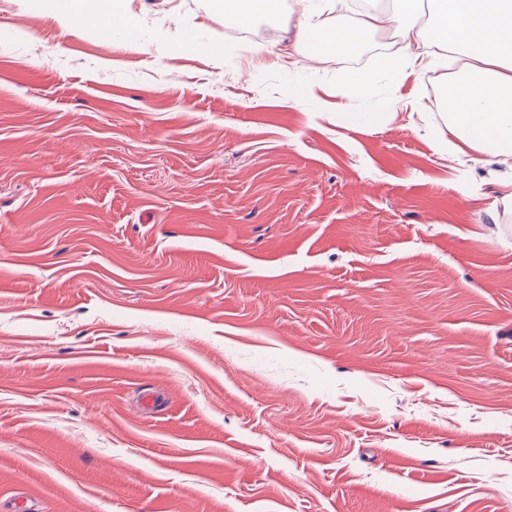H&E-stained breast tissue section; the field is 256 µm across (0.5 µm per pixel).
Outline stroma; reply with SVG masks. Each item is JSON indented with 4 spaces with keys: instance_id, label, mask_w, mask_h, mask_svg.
<instances>
[{
    "instance_id": "obj_1",
    "label": "stroma",
    "mask_w": 512,
    "mask_h": 512,
    "mask_svg": "<svg viewBox=\"0 0 512 512\" xmlns=\"http://www.w3.org/2000/svg\"><path fill=\"white\" fill-rule=\"evenodd\" d=\"M317 6L0 0L1 507L512 512V170L427 134L446 51L281 50ZM45 11L50 14H61L71 22L91 23L103 33L110 34L117 28H127L133 19L126 13L122 0L99 1L98 10L89 13L84 0H42ZM223 11L225 24L244 28L260 17H267L278 11V0H213ZM371 83V75L369 73L349 69L342 78L341 88L345 94L360 95L367 91Z\"/></svg>"
}]
</instances>
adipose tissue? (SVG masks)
Wrapping results in <instances>:
<instances>
[{
  "instance_id": "1",
  "label": "adipose tissue",
  "mask_w": 512,
  "mask_h": 512,
  "mask_svg": "<svg viewBox=\"0 0 512 512\" xmlns=\"http://www.w3.org/2000/svg\"><path fill=\"white\" fill-rule=\"evenodd\" d=\"M45 11L69 21L90 23L103 33L129 27L123 0H100L89 12L85 0H41ZM224 21L244 28L277 12L279 0H214ZM336 0H322L319 21L303 19L296 44L315 62L359 54L366 39L394 23L401 43L397 55L380 56L375 69L396 76L414 67L426 48L435 46L464 58L437 101L442 124L436 129L441 152L460 146L512 170V0H436L432 24L421 21V0H390L384 11H364L354 23L336 14Z\"/></svg>"
}]
</instances>
